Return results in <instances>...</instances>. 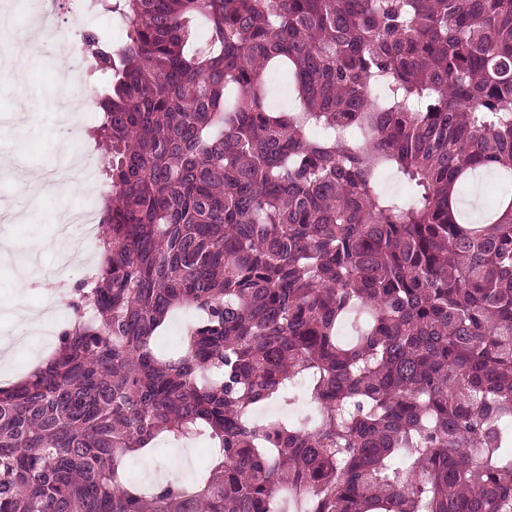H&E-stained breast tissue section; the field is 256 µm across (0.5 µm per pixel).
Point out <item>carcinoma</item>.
Segmentation results:
<instances>
[{
  "instance_id": "1",
  "label": "carcinoma",
  "mask_w": 512,
  "mask_h": 512,
  "mask_svg": "<svg viewBox=\"0 0 512 512\" xmlns=\"http://www.w3.org/2000/svg\"><path fill=\"white\" fill-rule=\"evenodd\" d=\"M102 7L101 262L0 387V512H512V0ZM160 437L194 486L127 479ZM189 317L181 312L174 313L162 331L157 348L163 353L169 352L174 342L183 334Z\"/></svg>"
}]
</instances>
